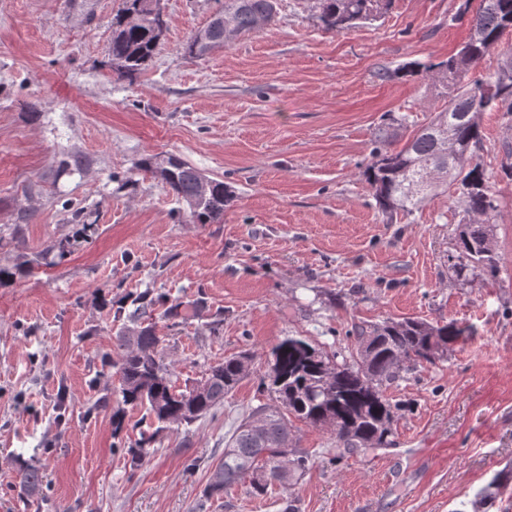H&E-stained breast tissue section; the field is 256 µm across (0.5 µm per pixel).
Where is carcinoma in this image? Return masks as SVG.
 Here are the masks:
<instances>
[{"mask_svg":"<svg viewBox=\"0 0 512 512\" xmlns=\"http://www.w3.org/2000/svg\"><path fill=\"white\" fill-rule=\"evenodd\" d=\"M318 19L324 30L339 32L383 16L392 0H318ZM224 15L231 18L233 36L256 32L271 24L278 13V0H224ZM135 11L139 18L125 21ZM155 17L149 0H122L112 20L110 53L112 70L121 77L138 73L154 56L159 42L154 34ZM469 35L460 51L447 60L425 67L448 94V108L430 123L417 129L403 147L393 148L381 141L373 159L363 172L374 190L382 212L393 214L419 208L426 198L448 181L424 186V174L443 173L448 168L445 145L448 140L469 147L459 164L456 177L461 191L457 203L468 221L460 223L455 239V254L450 264L455 276L496 277L499 259L491 245L490 220L497 205L489 177L474 161L482 141L479 122L469 123L459 114L476 108L480 112L512 115V84L498 85L496 77L478 79L470 87L460 80L490 53L503 34L512 30V0H479L468 20ZM140 167L160 176L169 191L188 206L187 218L193 224H217L224 217V206L231 192L220 179L211 180L209 193H197L199 172L182 159L165 167L148 157ZM115 332V357L112 368L118 376L117 392L122 408L114 411L112 438L116 448L125 449L131 469H137L153 451L154 436L141 435L135 443L126 441L123 432L124 407H146L155 422L168 426H188L214 412L224 397L246 378L254 355L242 353L212 364L191 391L173 382L172 365L161 354V337L155 320L181 325L192 318L207 321L214 331L224 323V312L211 311L203 288L196 297L183 300L156 294L147 288L127 293L112 302ZM359 357L335 362L316 355V349L303 337L290 336L272 349L271 386L279 405L260 406L253 415L262 420L261 431L251 429V421L241 423L228 441L224 456L211 469L202 496L219 500L238 481L250 474L252 488L263 494L273 483L287 484L309 468L311 455L288 447V416L311 425L336 429V441L348 453L367 454L393 441L391 425L396 406L385 396L383 384L402 371L423 364L434 365L448 350L469 335V328L456 321L432 325L414 319L385 321L357 326L353 330ZM20 484L31 496L43 493L40 470L24 467Z\"/></svg>","mask_w":512,"mask_h":512,"instance_id":"carcinoma-1","label":"carcinoma"}]
</instances>
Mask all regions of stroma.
Returning <instances> with one entry per match:
<instances>
[{
    "mask_svg": "<svg viewBox=\"0 0 512 512\" xmlns=\"http://www.w3.org/2000/svg\"><path fill=\"white\" fill-rule=\"evenodd\" d=\"M465 2L393 0L331 33L316 0H279L272 24L188 60L183 44L220 4L161 0L166 37L121 79L109 57L121 0H0V266L24 268L0 286V512H281L290 499L298 512H512V179L500 171L512 119L479 116L496 278L448 268L455 187L390 218L363 175L378 138L401 147L444 107L425 67L466 40ZM172 154L230 186L221 223L186 222L138 168ZM60 240L63 260L46 250ZM200 287L224 313L219 331L157 323L177 386L227 356L255 363L129 472L112 446V301ZM407 318L474 334L386 386L401 406L394 446L340 457L332 428L297 421L289 444L314 459L301 481L258 496L246 477L201 504L235 428L276 403L275 345L302 336L348 359L354 325ZM23 463L43 473L41 497L19 496Z\"/></svg>",
    "mask_w": 512,
    "mask_h": 512,
    "instance_id": "35a3bbf8",
    "label": "stroma"
}]
</instances>
